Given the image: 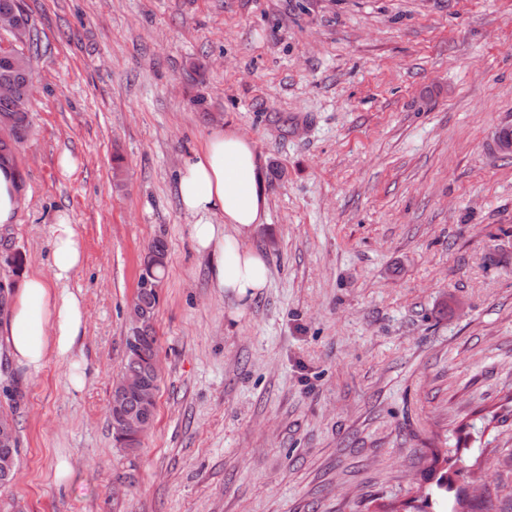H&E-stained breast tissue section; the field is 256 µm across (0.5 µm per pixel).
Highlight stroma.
I'll list each match as a JSON object with an SVG mask.
<instances>
[{"instance_id":"stroma-1","label":"stroma","mask_w":512,"mask_h":512,"mask_svg":"<svg viewBox=\"0 0 512 512\" xmlns=\"http://www.w3.org/2000/svg\"><path fill=\"white\" fill-rule=\"evenodd\" d=\"M23 3L39 53L10 231L45 274L58 214L82 240L85 383L55 358L25 373L0 333V383L24 392L0 512H451L479 470L483 512H512V155L493 144L512 0ZM216 126L266 174L249 244L269 283L246 302L213 288L178 196ZM156 238V417L130 452L109 402Z\"/></svg>"}]
</instances>
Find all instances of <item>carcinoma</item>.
Segmentation results:
<instances>
[{
  "mask_svg": "<svg viewBox=\"0 0 512 512\" xmlns=\"http://www.w3.org/2000/svg\"><path fill=\"white\" fill-rule=\"evenodd\" d=\"M1 78L12 81L14 92L9 97H0V127L9 125L14 133L7 138L0 137V165L14 163L15 154L28 141L31 128V79L0 64ZM166 258L167 245L163 239L156 238L149 243L133 302V307L141 311L142 319L130 328V334L126 338L124 374L137 377L155 388L159 386L160 374L156 366L157 337L153 321L160 303ZM155 410L156 404L142 402L135 393L123 398L121 409L109 407L110 425L115 441L129 451L137 449L141 442L125 435L120 418L143 416L152 419L155 417ZM19 458L20 441L16 435L12 446H0V489L11 486L16 480Z\"/></svg>",
  "mask_w": 512,
  "mask_h": 512,
  "instance_id": "cac0c4a2",
  "label": "carcinoma"
}]
</instances>
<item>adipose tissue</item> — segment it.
<instances>
[{
    "instance_id": "adipose-tissue-1",
    "label": "adipose tissue",
    "mask_w": 512,
    "mask_h": 512,
    "mask_svg": "<svg viewBox=\"0 0 512 512\" xmlns=\"http://www.w3.org/2000/svg\"><path fill=\"white\" fill-rule=\"evenodd\" d=\"M183 210L194 217L192 238L211 256L213 284L238 299L256 296L268 284L264 253L246 241L263 224L268 208L265 180L255 147L239 133L212 130L204 148L188 156L179 179ZM50 275L26 273L14 295L8 342L27 373L40 371L49 357L69 366V384H84L79 342L85 309L81 293L68 283L82 261L80 239L67 215L52 227Z\"/></svg>"
}]
</instances>
